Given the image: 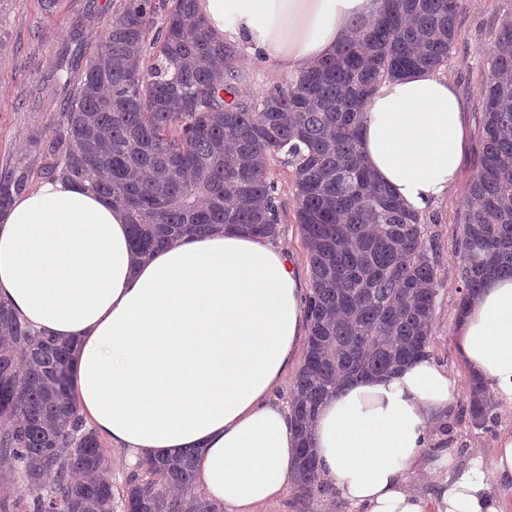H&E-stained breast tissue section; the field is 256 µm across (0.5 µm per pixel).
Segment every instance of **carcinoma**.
Here are the masks:
<instances>
[{
  "label": "carcinoma",
  "instance_id": "carcinoma-1",
  "mask_svg": "<svg viewBox=\"0 0 512 512\" xmlns=\"http://www.w3.org/2000/svg\"><path fill=\"white\" fill-rule=\"evenodd\" d=\"M462 0H386L336 54L288 87L254 97L234 85L233 50L214 40L193 0H124L45 144V175L80 182L124 209L142 257L183 236L233 226L280 234L271 161L293 170L295 221L307 251L306 356L290 401L300 444L294 485L318 489L312 423L336 389L428 356L440 273L421 215L364 165V109L373 87L448 64ZM152 52L142 54L147 38ZM73 29L68 62L83 57ZM478 168L457 240L459 307L493 277H512V12L488 53ZM22 169L0 174V211L24 191ZM71 347L35 331L0 301V465L25 481L20 512H113L98 435L74 396ZM466 414L494 419L486 386L469 379ZM196 452L139 465L124 512H219L192 493Z\"/></svg>",
  "mask_w": 512,
  "mask_h": 512
}]
</instances>
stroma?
Here are the masks:
<instances>
[{
	"mask_svg": "<svg viewBox=\"0 0 512 512\" xmlns=\"http://www.w3.org/2000/svg\"><path fill=\"white\" fill-rule=\"evenodd\" d=\"M120 0H0V172L23 169L29 174V188L44 181L43 144L49 127L61 118L62 104L72 98L73 87L55 84V73L77 19H84L86 51L94 53L105 33L107 19L114 15ZM512 11V0H463L459 13L462 38L453 49L443 75L455 85L465 101L471 121V149L456 187L442 200L426 207L422 224L435 250L432 258L440 270L441 285L433 324V343L429 355L435 363L460 383L469 376L456 361L452 347L455 312L458 308V267L456 238L459 234L463 202L476 172L482 151L483 113L478 90L489 76L487 57L502 22ZM234 67L237 86L257 96L288 79L270 71L261 59L236 50ZM281 213L278 237L293 258L298 271L308 273L306 248L295 222L290 167L273 162ZM456 404L444 423L434 425L431 451L409 476V487L424 499H432L437 482L467 473L480 464L490 493L499 500L503 512H512V483L497 480L494 474L496 443L512 432V409L494 404V421L485 428L474 427ZM453 460L452 467L440 464L442 456ZM259 512H355L337 500L329 487L311 497L301 496L296 487H288L280 498L262 505Z\"/></svg>",
	"mask_w": 512,
	"mask_h": 512,
	"instance_id": "obj_1",
	"label": "stroma"
}]
</instances>
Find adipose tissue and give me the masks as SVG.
<instances>
[{
	"label": "adipose tissue",
	"instance_id": "ef3b65f1",
	"mask_svg": "<svg viewBox=\"0 0 512 512\" xmlns=\"http://www.w3.org/2000/svg\"><path fill=\"white\" fill-rule=\"evenodd\" d=\"M212 35L294 77L335 54L385 0H195ZM362 154L420 212L457 185L468 113L448 77L411 71L367 101ZM0 301L73 346L87 424L129 458L197 449L195 479L231 512H256L296 470L292 419L271 392L306 329L302 282L284 250L233 228L136 258L125 212L55 179L0 212ZM455 356L512 407V278H493L459 314ZM460 396L423 358L340 387L313 426L319 475L356 512H501L480 470L440 483L433 503L408 487L429 426Z\"/></svg>",
	"mask_w": 512,
	"mask_h": 512
}]
</instances>
